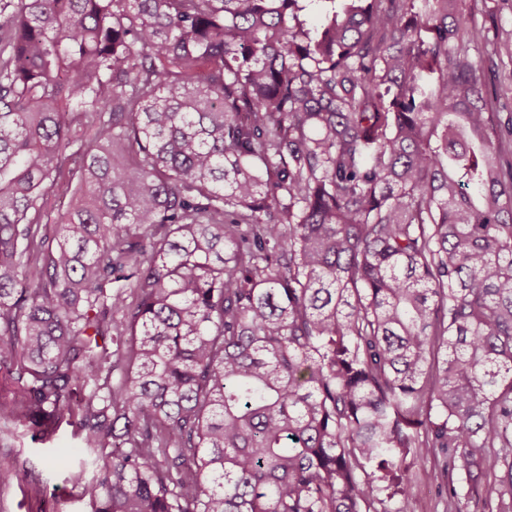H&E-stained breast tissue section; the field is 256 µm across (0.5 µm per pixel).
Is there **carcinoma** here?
Masks as SVG:
<instances>
[{
	"label": "carcinoma",
	"mask_w": 512,
	"mask_h": 512,
	"mask_svg": "<svg viewBox=\"0 0 512 512\" xmlns=\"http://www.w3.org/2000/svg\"><path fill=\"white\" fill-rule=\"evenodd\" d=\"M497 52L466 0H0V423L68 419L91 512H408V449L508 459ZM66 206L67 199H62L56 190L49 193L43 209L41 233L47 232L51 235L56 233Z\"/></svg>",
	"instance_id": "cac0c4a2"
}]
</instances>
